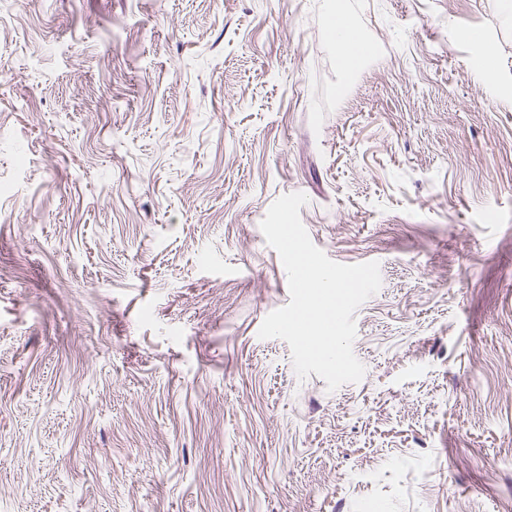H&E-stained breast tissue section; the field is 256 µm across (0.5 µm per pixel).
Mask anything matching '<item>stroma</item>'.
I'll return each mask as SVG.
<instances>
[{
	"instance_id": "stroma-1",
	"label": "stroma",
	"mask_w": 512,
	"mask_h": 512,
	"mask_svg": "<svg viewBox=\"0 0 512 512\" xmlns=\"http://www.w3.org/2000/svg\"><path fill=\"white\" fill-rule=\"evenodd\" d=\"M294 192L380 268L332 392L258 336ZM0 512H512L500 0L0 6ZM331 34L344 50L349 66H355L363 59L365 48L355 40L345 18L336 16L331 27Z\"/></svg>"
}]
</instances>
